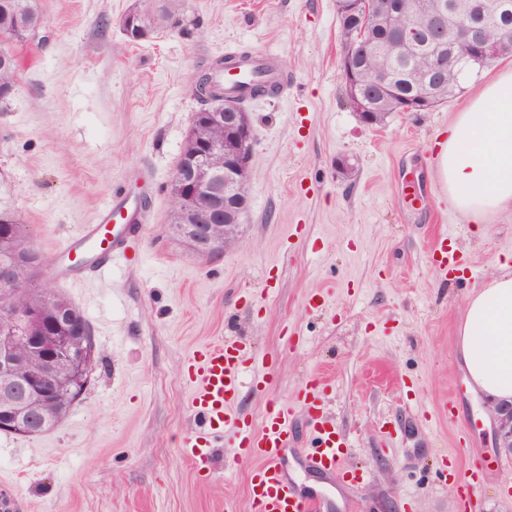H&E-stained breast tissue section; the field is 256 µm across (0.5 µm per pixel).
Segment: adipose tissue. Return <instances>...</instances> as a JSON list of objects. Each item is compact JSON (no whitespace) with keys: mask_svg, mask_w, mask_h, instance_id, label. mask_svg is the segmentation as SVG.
I'll return each instance as SVG.
<instances>
[{"mask_svg":"<svg viewBox=\"0 0 512 512\" xmlns=\"http://www.w3.org/2000/svg\"><path fill=\"white\" fill-rule=\"evenodd\" d=\"M439 168L460 210L479 216L512 209V73L459 113ZM458 345L474 388L494 403L512 400V272L493 274L488 288L467 298Z\"/></svg>","mask_w":512,"mask_h":512,"instance_id":"ef3b65f1","label":"adipose tissue"}]
</instances>
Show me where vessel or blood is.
Wrapping results in <instances>:
<instances>
[{
  "label": "vessel or blood",
  "mask_w": 512,
  "mask_h": 512,
  "mask_svg": "<svg viewBox=\"0 0 512 512\" xmlns=\"http://www.w3.org/2000/svg\"><path fill=\"white\" fill-rule=\"evenodd\" d=\"M214 78L231 100H251L253 87L260 82L279 90L286 87L276 56L268 52L233 55ZM145 221L142 209H129L123 195L117 194L100 206L95 223L82 226L78 238L98 259L100 274H107L116 262L127 260L128 238ZM454 240V235L447 233L437 239L433 258L441 272L462 274L468 272L469 266L457 255ZM248 353L242 341H221L203 346L186 361L190 405L204 428L185 438L182 454L196 462H207L214 452L211 430L231 428L245 458L254 463L249 482L254 512H329L328 499L301 496L288 479V409L267 408L257 424L235 414L233 406ZM302 404L315 432V445L304 458L313 470L335 474L348 441L334 423L325 420L316 386L305 387Z\"/></svg>",
  "instance_id": "b4317fda"
}]
</instances>
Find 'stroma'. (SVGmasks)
<instances>
[{
  "label": "stroma",
  "instance_id": "obj_1",
  "mask_svg": "<svg viewBox=\"0 0 512 512\" xmlns=\"http://www.w3.org/2000/svg\"><path fill=\"white\" fill-rule=\"evenodd\" d=\"M50 41L17 47L16 92L0 104V204L14 209L46 261L43 276L83 313L94 361L66 418L34 437L0 432V494L33 512H252L249 463L232 432L209 463L181 453L198 426L182 374L197 347L241 336L252 347L238 416L291 411L296 447L312 439L299 392L323 400L348 439L350 485L288 458L291 481L320 483L332 512H460L456 474L483 469L480 512H512L483 396L469 392L457 346L466 298L512 264V211L449 212L439 138L501 60L426 112L364 124L341 77L336 0H187L191 34L126 42L135 0H40ZM275 53L287 94L250 102V208L238 244L209 259L166 229L167 186L199 104L193 76L224 53ZM350 159L351 177L336 174ZM148 220L131 263L77 287L57 247L94 223L112 194L135 192ZM456 231L472 278L438 277L431 252ZM275 263L273 282L262 270ZM323 295V307L308 305ZM454 394L452 416L440 414Z\"/></svg>",
  "mask_w": 512,
  "mask_h": 512
}]
</instances>
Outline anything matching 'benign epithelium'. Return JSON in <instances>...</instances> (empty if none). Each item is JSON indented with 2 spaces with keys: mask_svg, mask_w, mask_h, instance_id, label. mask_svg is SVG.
<instances>
[{
  "mask_svg": "<svg viewBox=\"0 0 512 512\" xmlns=\"http://www.w3.org/2000/svg\"><path fill=\"white\" fill-rule=\"evenodd\" d=\"M144 12L138 2L122 19V30L136 40L142 35ZM445 14L430 17L428 37L434 43L452 41L462 70L481 73L498 61L496 44L484 39L476 27H446ZM347 98L360 118L371 122L372 113L360 93V77L351 58L341 60ZM436 104L434 85H426L404 100L402 111L423 112ZM223 131V140L209 135ZM190 132L196 150L174 174L169 195L194 206L189 212L179 204L172 218L179 220L169 230L197 258L208 259L224 252L238 235L249 210L245 175L250 169L254 141L248 113L230 111L220 100L208 112L194 116ZM0 252L11 256L10 265L0 267V431L31 436L45 432L59 420L62 405L58 396L65 388H78L93 363L94 349L86 325L69 322L72 306L57 295L41 291L22 308L12 305V295L31 288L21 273L43 269L41 254L31 247V236L23 224L0 227ZM53 306L64 317L48 322L44 313ZM25 368L21 375L19 368ZM493 432L497 452L512 454V402L494 406Z\"/></svg>",
  "mask_w": 512,
  "mask_h": 512,
  "instance_id": "7a95c632",
  "label": "benign epithelium"
}]
</instances>
